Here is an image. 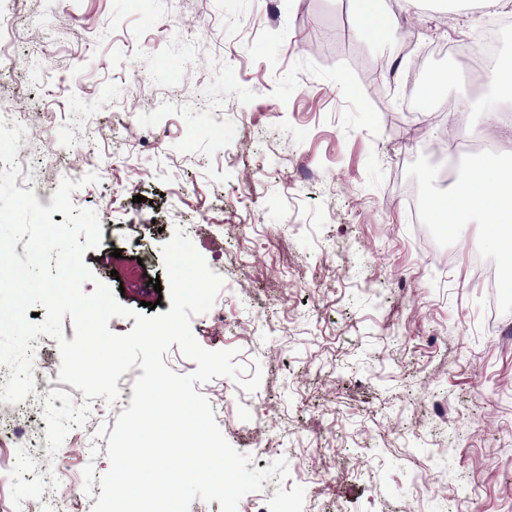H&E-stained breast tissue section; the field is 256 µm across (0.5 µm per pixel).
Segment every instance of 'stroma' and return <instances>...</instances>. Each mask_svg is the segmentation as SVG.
I'll list each match as a JSON object with an SVG mask.
<instances>
[{"mask_svg": "<svg viewBox=\"0 0 512 512\" xmlns=\"http://www.w3.org/2000/svg\"><path fill=\"white\" fill-rule=\"evenodd\" d=\"M399 14L416 50H465L493 25L512 60V6ZM0 20L22 61L0 69V99L26 114L30 188L48 201L75 181L72 204L100 217L84 292L100 281L124 307L168 312L148 281L178 230L223 279L192 333L261 384L198 391L253 468L289 467L238 512H269L296 485L303 512H512V303L490 313L470 268L498 251L407 201L413 186L429 202L455 189L450 157H415L448 129L480 138L456 106L490 96V79L453 63L422 94L427 115L407 112L413 52L366 38L349 0H0ZM400 54L382 98L350 92L359 60ZM32 345L24 415L0 402L14 468L0 512H92L133 390L85 398L59 381L56 340Z\"/></svg>", "mask_w": 512, "mask_h": 512, "instance_id": "1", "label": "stroma"}]
</instances>
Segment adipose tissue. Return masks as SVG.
I'll return each mask as SVG.
<instances>
[{
  "label": "adipose tissue",
  "instance_id": "adipose-tissue-1",
  "mask_svg": "<svg viewBox=\"0 0 512 512\" xmlns=\"http://www.w3.org/2000/svg\"><path fill=\"white\" fill-rule=\"evenodd\" d=\"M362 34L374 41L394 38L399 30L395 14L385 12L381 0H350ZM435 211L446 224H480L486 238L512 265V164L473 160L459 188L437 198Z\"/></svg>",
  "mask_w": 512,
  "mask_h": 512
}]
</instances>
